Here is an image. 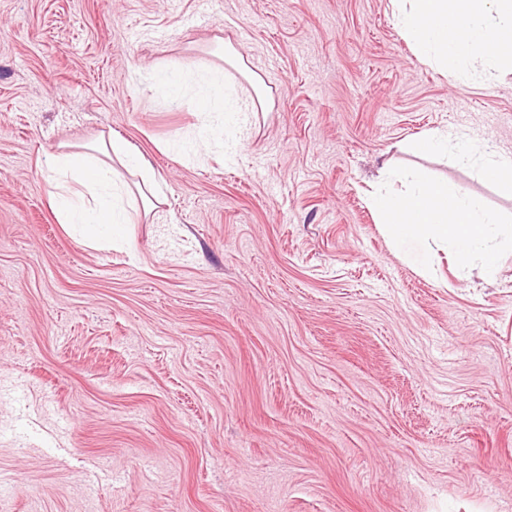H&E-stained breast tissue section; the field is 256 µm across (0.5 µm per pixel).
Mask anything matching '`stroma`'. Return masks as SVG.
I'll return each mask as SVG.
<instances>
[{
  "label": "stroma",
  "instance_id": "1",
  "mask_svg": "<svg viewBox=\"0 0 512 512\" xmlns=\"http://www.w3.org/2000/svg\"><path fill=\"white\" fill-rule=\"evenodd\" d=\"M225 44L271 105L200 153L197 69L256 100ZM445 128L512 155V70L422 62L391 0H0V512H512V252L426 274L369 204L394 167L512 214L413 151ZM112 134L163 201L87 245L50 155Z\"/></svg>",
  "mask_w": 512,
  "mask_h": 512
}]
</instances>
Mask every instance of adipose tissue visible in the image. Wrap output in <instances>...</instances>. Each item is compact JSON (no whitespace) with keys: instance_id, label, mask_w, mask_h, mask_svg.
<instances>
[{"instance_id":"ef3b65f1","label":"adipose tissue","mask_w":512,"mask_h":512,"mask_svg":"<svg viewBox=\"0 0 512 512\" xmlns=\"http://www.w3.org/2000/svg\"><path fill=\"white\" fill-rule=\"evenodd\" d=\"M397 23L422 60L458 79L488 80L499 68L512 66V50L490 53L485 48L487 41L512 34V0H403ZM193 83L198 105L222 119L220 128L207 129V137L221 138L232 148L249 136V110L224 93L217 76L202 74ZM413 146L426 155L453 152L488 182L495 174L512 170V156L483 137L446 129L418 136ZM50 162L60 223L79 224L92 233L127 223L134 198L151 204L162 194L148 163L120 138L103 139L83 151L59 149ZM125 171L138 176L135 188L124 183ZM386 175L406 185L402 193L379 191L370 196L391 239L442 245L461 266L476 265L489 275L496 271L502 247L512 245V219L447 183L395 169Z\"/></svg>"}]
</instances>
